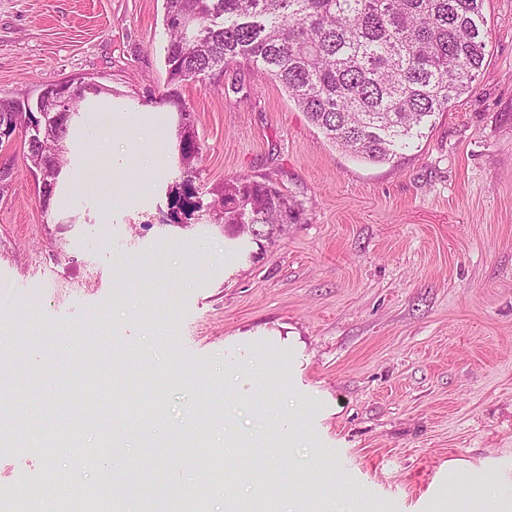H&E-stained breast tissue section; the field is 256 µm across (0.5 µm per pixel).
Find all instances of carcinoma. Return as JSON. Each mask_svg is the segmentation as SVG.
<instances>
[{"mask_svg":"<svg viewBox=\"0 0 512 512\" xmlns=\"http://www.w3.org/2000/svg\"><path fill=\"white\" fill-rule=\"evenodd\" d=\"M483 8L484 0H165L168 84L247 64L279 83L331 143L385 163L472 90L488 46ZM89 93L112 90L80 85L63 105L47 93L34 107L0 102L7 135H24L46 202L63 170L60 144ZM179 115L184 176L169 191L168 223L205 219L227 236L270 242L298 223L299 204L267 179L226 181L205 201L189 176L200 150L191 113L182 106Z\"/></svg>","mask_w":512,"mask_h":512,"instance_id":"1","label":"carcinoma"}]
</instances>
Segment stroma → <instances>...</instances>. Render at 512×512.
I'll list each match as a JSON object with an SVG mask.
<instances>
[{
    "instance_id": "stroma-1",
    "label": "stroma",
    "mask_w": 512,
    "mask_h": 512,
    "mask_svg": "<svg viewBox=\"0 0 512 512\" xmlns=\"http://www.w3.org/2000/svg\"><path fill=\"white\" fill-rule=\"evenodd\" d=\"M164 0H0V99L50 83L112 91L107 119L65 140L71 187L44 207L21 140L0 145V324L22 358L6 404L37 400L0 442V512L45 471L78 472L100 512H512V0H485L487 63L471 92L391 162L329 143L282 86L234 65L179 86ZM191 112L201 192L268 179L303 208L275 244L166 226ZM160 169L126 157L132 123ZM97 349L112 360L101 430L42 450ZM128 455L98 481L104 432ZM263 437L245 479L213 472L224 434Z\"/></svg>"
}]
</instances>
